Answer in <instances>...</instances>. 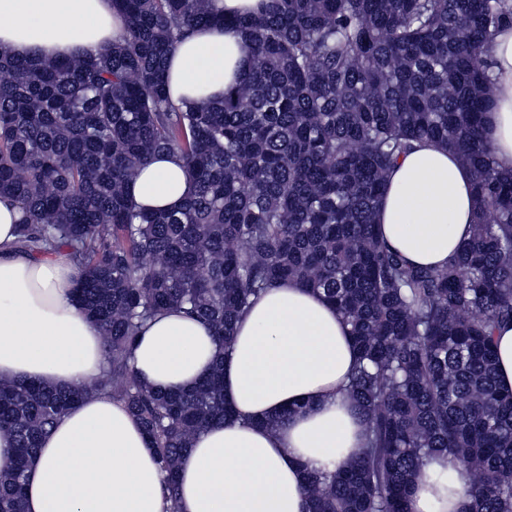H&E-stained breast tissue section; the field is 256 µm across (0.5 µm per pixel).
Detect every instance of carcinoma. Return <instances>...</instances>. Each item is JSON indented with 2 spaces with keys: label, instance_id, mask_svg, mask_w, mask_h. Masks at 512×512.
Segmentation results:
<instances>
[{
  "label": "carcinoma",
  "instance_id": "obj_1",
  "mask_svg": "<svg viewBox=\"0 0 512 512\" xmlns=\"http://www.w3.org/2000/svg\"><path fill=\"white\" fill-rule=\"evenodd\" d=\"M214 0H112L124 32L69 60L0 49V195L24 211L22 248L66 250L76 298L108 366L58 390L0 380V512H24L26 471L56 420L89 393L139 420L176 497L179 459L231 411L224 362L186 391L142 383L140 327L186 309L224 348L251 298L293 280L351 326L358 361L344 394L362 417L360 457L307 475V512H407L421 467L452 455L469 475L465 512H512V393L497 384L493 332L512 321V173L482 114L494 86L484 46L512 0H268L231 21L249 69L219 100L167 94L174 45L224 22ZM428 140L474 173L473 233L448 263H408L379 240L375 212L397 160ZM192 191L171 212L139 209L129 185L160 153Z\"/></svg>",
  "mask_w": 512,
  "mask_h": 512
}]
</instances>
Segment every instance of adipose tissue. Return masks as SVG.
Masks as SVG:
<instances>
[{
    "label": "adipose tissue",
    "instance_id": "ef3b65f1",
    "mask_svg": "<svg viewBox=\"0 0 512 512\" xmlns=\"http://www.w3.org/2000/svg\"><path fill=\"white\" fill-rule=\"evenodd\" d=\"M123 33L112 0H0V46L20 58L83 56ZM496 102L484 133L498 167L512 171V26L487 46ZM253 44L211 25L178 41L169 56L175 105L217 97L243 75ZM191 191L174 156L160 154L130 186L135 203L172 210ZM473 173L446 147L423 142L399 158L376 211L380 239L408 262L441 266L469 237ZM20 208L0 198V379L72 388L105 366L100 330L74 297L79 275L66 251L27 254ZM224 359V398L233 420L201 432L180 458L169 498L158 457L137 418L104 394L63 414L42 438L27 472L25 512H305L310 472H331L364 446L363 425L343 392L357 362L350 327L322 294L282 281L255 298L222 351L213 329L172 309L142 329L132 366L145 384L182 391ZM299 413L283 417L290 406ZM281 417L277 430L265 423ZM464 465L441 457L414 481L410 512H462Z\"/></svg>",
    "mask_w": 512,
    "mask_h": 512
}]
</instances>
